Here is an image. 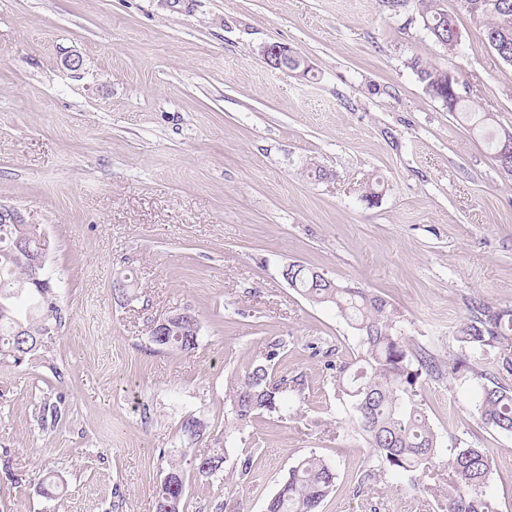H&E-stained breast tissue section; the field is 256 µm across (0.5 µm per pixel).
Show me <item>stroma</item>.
<instances>
[{
  "label": "stroma",
  "instance_id": "35a3bbf8",
  "mask_svg": "<svg viewBox=\"0 0 512 512\" xmlns=\"http://www.w3.org/2000/svg\"><path fill=\"white\" fill-rule=\"evenodd\" d=\"M441 7L451 51L418 0H0V202L45 235L61 308L36 352H0V512H153L175 449L187 512H264L313 453L338 473L323 512H441L421 488L361 479L366 443L327 368L356 333L289 286L292 262L390 302L441 369L421 389L430 423L490 449L485 494L512 512V433L482 424L478 385L446 374L472 306L512 307V176L411 63L456 75L495 130L512 129V65L486 19ZM272 43L310 75L267 67ZM186 307L197 348L150 344L149 325ZM277 342L287 415L225 444L232 382ZM223 446L234 465L251 457L249 475L195 474ZM49 471L64 489L46 497ZM440 0H421L426 26L435 41L443 47L457 44L459 32L455 20L440 8Z\"/></svg>",
  "mask_w": 512,
  "mask_h": 512
}]
</instances>
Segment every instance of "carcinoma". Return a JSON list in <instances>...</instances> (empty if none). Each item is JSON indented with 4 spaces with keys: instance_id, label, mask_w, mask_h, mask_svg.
<instances>
[{
    "instance_id": "cac0c4a2",
    "label": "carcinoma",
    "mask_w": 512,
    "mask_h": 512,
    "mask_svg": "<svg viewBox=\"0 0 512 512\" xmlns=\"http://www.w3.org/2000/svg\"><path fill=\"white\" fill-rule=\"evenodd\" d=\"M473 17L490 19L484 32L488 46L502 62L512 65V0H460ZM426 26L435 41L443 47L457 44L459 32L455 20L440 8V0H421ZM419 80L433 98L450 112L461 114L473 130L485 129L490 117L485 112L463 109L465 99L453 95L450 87H458L455 75L419 60L412 62ZM512 137L504 129L493 138L494 160L512 176V159L497 155L501 143ZM296 290L317 304L334 307L338 315L356 332V354L338 363L327 364L334 371L336 395L340 404L353 414L356 431L363 436L368 451L364 477L393 476L416 479L432 471L434 459L448 457V495L444 512H495L483 489L492 474L489 449L455 442L443 447L419 400L422 380L440 374L433 359L412 351L397 327L395 313L384 297L362 288L338 284L304 264L292 269ZM30 306L22 310L18 298L6 300L9 315L0 313V351L15 357L32 353L41 345L46 325L58 321L59 308L55 295H27ZM29 322V332L16 335L15 319ZM200 335L197 318L178 326L162 342L149 336V342L160 348H176L188 352L196 348ZM460 353L448 364V377L474 382L480 387L475 410L482 423L500 432L512 433V389L498 383L485 382L486 373L479 369L477 355L489 348L499 349V367L512 374V307L490 308L477 305L474 312L457 329ZM281 346L271 345L265 361L256 364L231 385L230 405L233 428L225 433L224 442L244 429L255 416L273 413L286 407L285 380L275 379L274 360ZM227 449L214 448L197 459L194 469L206 478L224 477ZM168 482L158 487L155 512H185V478L183 470L170 465ZM336 467L318 455L310 454L293 465L277 491L267 500L266 512H320L324 501L336 487Z\"/></svg>"
}]
</instances>
